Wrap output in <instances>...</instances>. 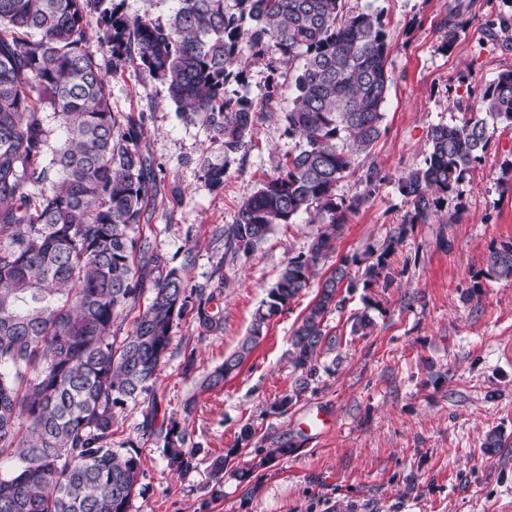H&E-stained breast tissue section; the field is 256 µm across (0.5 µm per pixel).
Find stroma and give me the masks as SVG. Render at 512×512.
Listing matches in <instances>:
<instances>
[{"label":"stroma","mask_w":512,"mask_h":512,"mask_svg":"<svg viewBox=\"0 0 512 512\" xmlns=\"http://www.w3.org/2000/svg\"><path fill=\"white\" fill-rule=\"evenodd\" d=\"M349 9L382 11L389 41V91L382 134L369 155L336 185L340 205L369 193L347 213L336 251L324 262L382 246L405 225L392 258L389 287H358L328 317L337 342L324 351L308 392L287 415L271 405L294 380L289 337L316 295L308 289L271 321L266 336L224 386L204 390L201 378L245 336L251 316L289 257L307 251L315 225H276L236 265H225L219 227L232 223L243 200L276 174L299 140L283 114L294 96L277 81L275 111L257 123L246 152L226 162L222 187L204 164L219 154L201 122L184 120L167 90L138 63L112 80V109L143 115L140 147L152 161L158 194L142 230L189 284L213 293L211 313L224 329L200 335L193 313L176 320L154 388L157 418L185 428L204 463L180 476L141 422L147 397L116 408L115 450L137 445L141 472L128 512H512V282L488 276L490 246L512 240V128L500 123L480 162L427 223H411L412 205L398 181L423 166L431 126L457 124L477 111L486 86L512 70V0H347ZM457 36L444 45V19ZM376 165L378 180L367 186ZM369 313L368 335L351 334L355 315ZM330 412V432L307 436L309 412ZM251 426L250 446L240 430ZM503 447L486 450L491 429ZM284 447L250 480L225 472L213 486L206 461L238 449Z\"/></svg>","instance_id":"stroma-1"}]
</instances>
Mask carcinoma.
I'll return each instance as SVG.
<instances>
[{
  "label": "carcinoma",
  "mask_w": 512,
  "mask_h": 512,
  "mask_svg": "<svg viewBox=\"0 0 512 512\" xmlns=\"http://www.w3.org/2000/svg\"><path fill=\"white\" fill-rule=\"evenodd\" d=\"M167 24L125 17L114 0H0V512H128L141 470L136 448L112 449L114 410L149 393L170 349L174 321L195 312L199 335L223 330L209 312L212 293L192 287L140 231L154 194L140 148L143 118L112 111L107 74L137 60L165 85L182 116L211 133L221 158L207 161L209 183L224 185V159L244 151L264 118L265 98L239 94L250 66L276 56L295 89L286 131L302 139L281 171L260 183L224 225V255L254 251L277 224L300 216L319 228L309 248L288 258L251 317L238 347L201 381L214 389L238 373L270 322L318 284L288 349L295 374L270 407L283 415L335 345L328 315L342 290L393 281L390 257L404 229L381 252L343 257L325 278L319 265L336 250L345 211L336 184L368 153L382 130L388 91L386 23L345 0H175ZM97 15L102 36L87 37ZM486 113L512 126V71L482 97ZM493 135L486 119L430 128L424 165L401 178L413 219L427 221L437 196L453 192L480 162ZM488 274L512 281V241L493 245ZM150 304L122 336L115 322L146 290ZM142 429L163 443L168 467L186 475L202 460L172 421ZM284 453L237 470L254 468ZM227 458L208 465L224 481Z\"/></svg>",
  "instance_id": "obj_1"
}]
</instances>
